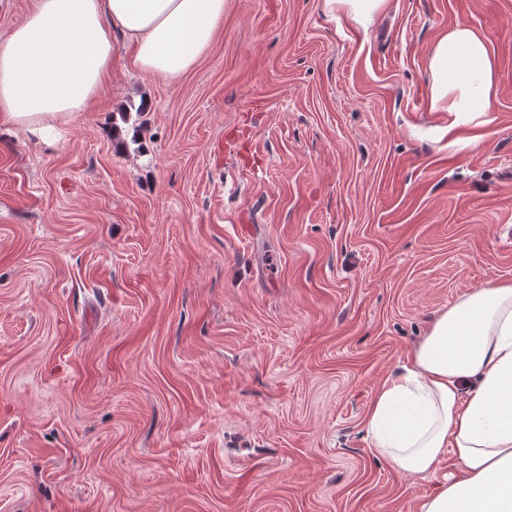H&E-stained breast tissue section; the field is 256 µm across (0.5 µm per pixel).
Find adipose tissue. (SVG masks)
<instances>
[{
    "instance_id": "1",
    "label": "adipose tissue",
    "mask_w": 512,
    "mask_h": 512,
    "mask_svg": "<svg viewBox=\"0 0 512 512\" xmlns=\"http://www.w3.org/2000/svg\"><path fill=\"white\" fill-rule=\"evenodd\" d=\"M224 22V0H34L0 41V114L32 133L70 121L102 89L113 41L163 80L186 72ZM433 101L458 122L491 111L496 61L488 40L458 22L430 60ZM386 377L367 412L376 451L402 474L453 473L417 512H512V283L480 288L441 313Z\"/></svg>"
}]
</instances>
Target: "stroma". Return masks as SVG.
<instances>
[{"mask_svg":"<svg viewBox=\"0 0 512 512\" xmlns=\"http://www.w3.org/2000/svg\"><path fill=\"white\" fill-rule=\"evenodd\" d=\"M485 36L492 111L429 60ZM512 283V0H225L211 47L44 142L0 121V512H416L366 425L463 295ZM387 0H325L330 10L344 14L356 23L368 25ZM432 100L448 99V111L459 123L473 112H490L494 104L496 61L488 40L464 22L437 40L430 60Z\"/></svg>","mask_w":512,"mask_h":512,"instance_id":"obj_1","label":"stroma"}]
</instances>
